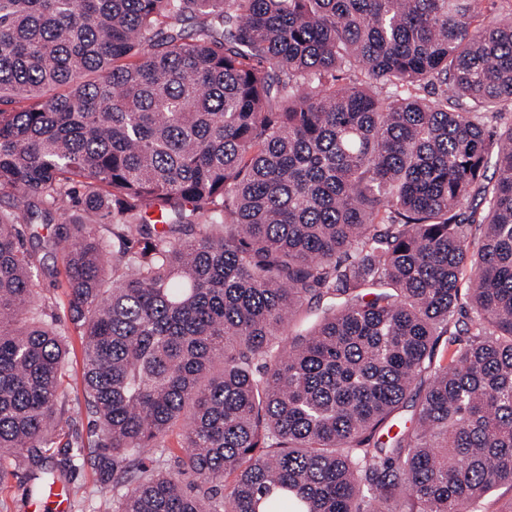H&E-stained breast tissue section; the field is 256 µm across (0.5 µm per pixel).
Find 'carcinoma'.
Returning a JSON list of instances; mask_svg holds the SVG:
<instances>
[{
    "label": "carcinoma",
    "mask_w": 512,
    "mask_h": 512,
    "mask_svg": "<svg viewBox=\"0 0 512 512\" xmlns=\"http://www.w3.org/2000/svg\"><path fill=\"white\" fill-rule=\"evenodd\" d=\"M510 105L512 0H0V450L72 421L59 252L97 512H481ZM57 265L61 271V275L57 279L53 278H43L40 281V288L42 289V293L46 295L48 298L50 297L52 301H56L57 303L62 305L66 303V295L64 288V274H63V265L61 254L57 256Z\"/></svg>",
    "instance_id": "carcinoma-1"
}]
</instances>
